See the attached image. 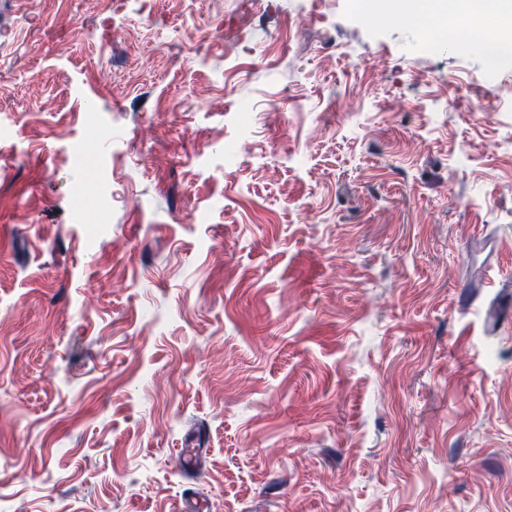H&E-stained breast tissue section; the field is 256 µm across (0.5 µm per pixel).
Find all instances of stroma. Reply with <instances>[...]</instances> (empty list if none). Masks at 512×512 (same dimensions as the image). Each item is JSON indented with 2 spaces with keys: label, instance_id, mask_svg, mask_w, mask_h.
<instances>
[{
  "label": "stroma",
  "instance_id": "1",
  "mask_svg": "<svg viewBox=\"0 0 512 512\" xmlns=\"http://www.w3.org/2000/svg\"><path fill=\"white\" fill-rule=\"evenodd\" d=\"M435 26L0 0V512H512V64Z\"/></svg>",
  "mask_w": 512,
  "mask_h": 512
}]
</instances>
